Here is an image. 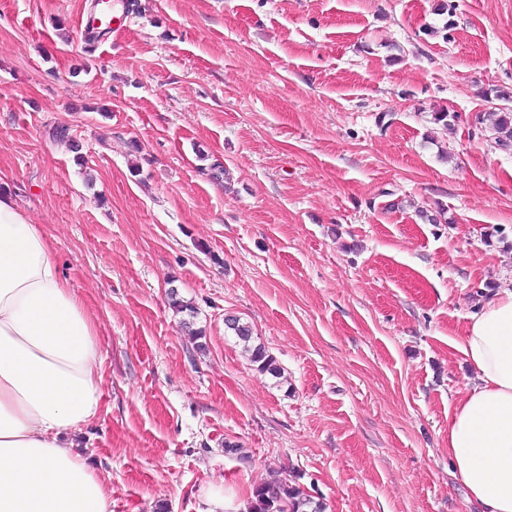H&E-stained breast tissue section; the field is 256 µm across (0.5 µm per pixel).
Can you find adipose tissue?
Returning <instances> with one entry per match:
<instances>
[{"label": "adipose tissue", "instance_id": "obj_1", "mask_svg": "<svg viewBox=\"0 0 512 512\" xmlns=\"http://www.w3.org/2000/svg\"><path fill=\"white\" fill-rule=\"evenodd\" d=\"M456 346L479 383L448 420L454 475L477 512H512V289ZM100 380L91 316L40 226L0 194V512H112L106 479L74 450Z\"/></svg>", "mask_w": 512, "mask_h": 512}]
</instances>
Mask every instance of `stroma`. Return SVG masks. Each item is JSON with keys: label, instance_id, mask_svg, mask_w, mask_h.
<instances>
[{"label": "stroma", "instance_id": "stroma-1", "mask_svg": "<svg viewBox=\"0 0 512 512\" xmlns=\"http://www.w3.org/2000/svg\"><path fill=\"white\" fill-rule=\"evenodd\" d=\"M90 2L0 0V193L94 321L75 443L112 512L276 471L325 512H473L448 419L512 289V0H137L89 54ZM495 132V142L498 146L509 147L512 145V109H501L495 113L492 126ZM225 325L244 343L246 351L251 352L252 361L259 364L260 370L270 372L273 375H280L279 367L273 357L267 354L265 348L261 345L252 346L250 344L252 342V331L248 325L240 323V320L235 317H227Z\"/></svg>", "mask_w": 512, "mask_h": 512}]
</instances>
